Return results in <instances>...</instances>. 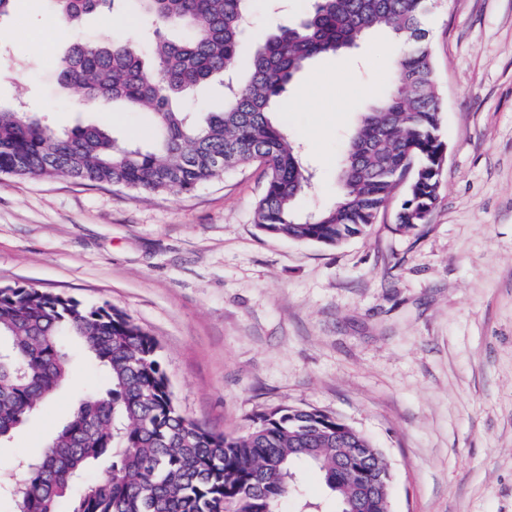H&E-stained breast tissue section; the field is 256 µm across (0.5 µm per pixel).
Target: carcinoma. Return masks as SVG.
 I'll return each mask as SVG.
<instances>
[{
    "label": "carcinoma",
    "mask_w": 512,
    "mask_h": 512,
    "mask_svg": "<svg viewBox=\"0 0 512 512\" xmlns=\"http://www.w3.org/2000/svg\"><path fill=\"white\" fill-rule=\"evenodd\" d=\"M68 24L111 10L118 0H53ZM157 27L180 25L183 41L158 38L148 68L132 42L75 43L56 61L59 84L104 108L121 102L154 116L150 150L118 143L97 124L56 131L34 114L0 107V174L65 177L140 194L190 192L238 166L265 167L255 208L262 230L336 245L375 223L398 185L407 194L397 224L424 223L442 176L443 112L428 30L431 0H313L300 23L281 27L256 50L242 80L234 61L250 0H135ZM383 32L396 44V81L372 96L340 163L336 206L309 220L294 212L309 185L299 147L272 119L275 99L309 61L358 46ZM215 77L225 79L224 110L193 119L178 101ZM75 340L107 374L109 388L81 401L47 451L19 477L0 478L13 512H279L299 494L297 467L316 470L336 512H387L388 489L366 507L345 462L371 440L315 407H280L242 433L213 432L175 404L158 344L123 311L25 284L0 288V442L7 440L65 381L67 342ZM110 465L78 481L93 463Z\"/></svg>",
    "instance_id": "cac0c4a2"
}]
</instances>
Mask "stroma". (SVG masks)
<instances>
[{
	"label": "stroma",
	"mask_w": 512,
	"mask_h": 512,
	"mask_svg": "<svg viewBox=\"0 0 512 512\" xmlns=\"http://www.w3.org/2000/svg\"><path fill=\"white\" fill-rule=\"evenodd\" d=\"M312 0H254L235 69L256 40ZM132 0L61 32L49 0L0 17V104L54 129L105 122L148 149L150 113L83 106L56 59L73 41H135ZM446 161L425 223L396 224L398 187L367 233L336 246L265 234L254 222L263 165L190 192L141 195L65 178L0 175V287L27 284L111 304L153 336L185 416L242 432L277 407L313 406L371 438L393 475L390 512H512V0H433L428 18ZM394 61L372 40L311 61L279 98L300 145L308 218L335 205L339 164ZM105 377L80 350L70 380L0 443L38 457Z\"/></svg>",
	"instance_id": "obj_1"
}]
</instances>
